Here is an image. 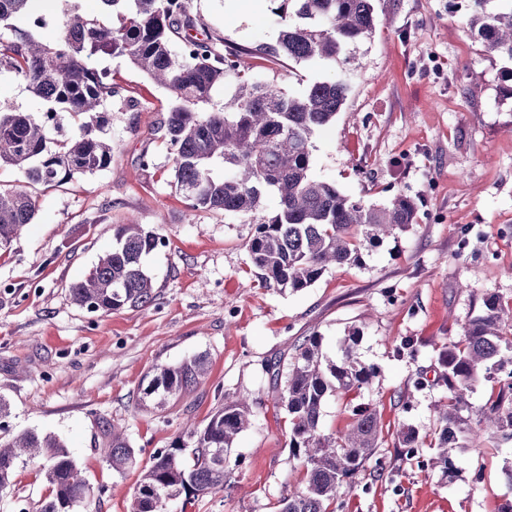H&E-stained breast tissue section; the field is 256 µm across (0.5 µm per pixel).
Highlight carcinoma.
I'll use <instances>...</instances> for the list:
<instances>
[{"label":"carcinoma","mask_w":512,"mask_h":512,"mask_svg":"<svg viewBox=\"0 0 512 512\" xmlns=\"http://www.w3.org/2000/svg\"><path fill=\"white\" fill-rule=\"evenodd\" d=\"M42 0H0V23L14 39L0 41V71L22 79L27 90L47 103L35 114L0 106V166L16 168L24 182L58 186L76 175L95 174L112 163V141L104 136L105 103L115 93L110 73L95 66L103 56L123 57L168 89L173 103L159 129L172 155L173 184L191 210H221L246 215L258 209L266 193L279 198L275 214L262 220L247 244L256 276L280 290L301 291L333 265H359L363 252L408 228L417 203L395 197L386 204L355 201L313 173L312 138L335 121L347 99L342 80L312 83L300 97L271 85L244 79L246 57L261 53L284 59L336 61L348 47L375 29L371 0H279L282 28L277 43L255 49L223 51L214 38H198L193 0H100L95 18L77 13L60 21L62 36L43 43L33 31L50 21ZM502 0H468L470 30L491 54L512 61V5ZM25 24L20 29L12 21ZM182 35L179 50L172 37ZM238 75L234 92L218 112L199 106L210 102L229 73ZM84 118L63 134L58 114ZM36 200L24 188L0 190V246L19 237L32 222ZM161 238L141 225H118L112 249L88 275L71 285L72 301L91 313L106 315L154 301L152 278L143 258ZM350 336L341 354L329 360L323 338L306 336L281 380V361L267 365L276 398L289 416L288 448L304 469V484L282 500L279 512H330L343 489L366 470L378 447L380 415L355 408L346 429L322 432L321 411L327 396L347 394L372 382L373 368L354 352ZM512 361V304L495 295L483 299V311L468 320L463 338L438 348L436 363L448 400L433 405L438 446L433 467L448 473L449 451L464 447L471 434L463 412L480 379ZM209 359L198 354L178 365L160 366L146 375L141 399L159 407L194 390L207 375ZM482 431L512 439V381L480 408ZM250 399L224 398L204 424L188 423L169 447L156 450L143 468L125 430L101 417L97 452L112 471L140 469L128 512H165L181 496L196 500L224 489L229 452L252 423ZM400 455L416 456L418 436L410 428L398 434ZM45 460L42 471L50 494L39 512H78L87 506L92 487L86 471L52 435L31 431L0 436V491L7 490L16 468Z\"/></svg>","instance_id":"obj_1"}]
</instances>
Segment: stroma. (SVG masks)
Listing matches in <instances>:
<instances>
[{
    "label": "stroma",
    "instance_id": "obj_1",
    "mask_svg": "<svg viewBox=\"0 0 512 512\" xmlns=\"http://www.w3.org/2000/svg\"><path fill=\"white\" fill-rule=\"evenodd\" d=\"M277 6L195 0L193 14L221 49L255 48L276 44ZM374 14L375 31L351 45L350 63L256 57L246 72L291 97L316 81L347 79L344 108L312 139L314 174L366 204L400 195L418 203L413 224L364 254L362 265L329 267L298 292L264 287L247 251L277 197L267 195L248 216L190 211L171 185L157 129L169 91L124 59H97L116 89L105 108L111 165L32 187V223L0 248L5 426L51 434L68 447L94 489L89 512H125L137 479L100 460L99 418L123 427L144 464L186 418L203 422L236 395L250 398L254 417L234 443L223 490L189 507L169 502L166 512H277L304 474L265 366L291 358L313 334L331 358L356 335L358 358L375 369L368 386L326 398L324 432L343 430L356 406L377 409L383 423L375 462L346 489L339 512H499L512 500L502 474L511 440L473 434L449 473L427 464L433 405L448 393L434 370L438 348L461 339L485 296L512 302V102L500 94L512 61L488 53L471 33L466 0H374ZM131 218L163 241L144 259L154 302L102 316L77 307L71 284L111 248L115 225ZM197 354L211 361L200 386L162 407L139 402L154 366ZM422 377L427 386L415 389ZM406 427L419 435L412 461L399 454L397 434ZM48 495L39 464L18 467L0 493V512H39Z\"/></svg>",
    "mask_w": 512,
    "mask_h": 512
}]
</instances>
